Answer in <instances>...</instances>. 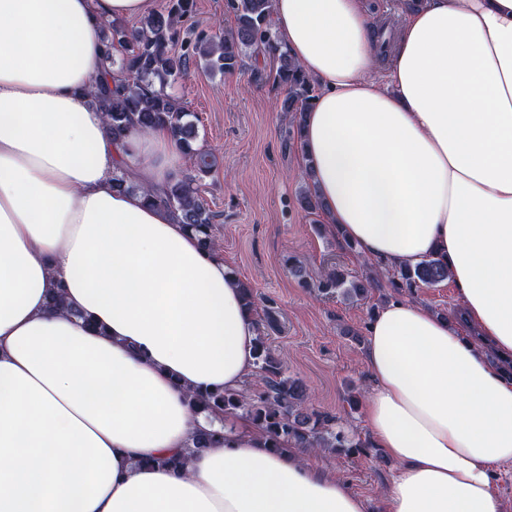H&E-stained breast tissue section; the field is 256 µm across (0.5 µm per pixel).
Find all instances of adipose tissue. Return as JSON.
<instances>
[{"label": "adipose tissue", "instance_id": "adipose-tissue-1", "mask_svg": "<svg viewBox=\"0 0 512 512\" xmlns=\"http://www.w3.org/2000/svg\"><path fill=\"white\" fill-rule=\"evenodd\" d=\"M153 6L0 0V512H370L248 420L188 450L221 426L190 392L242 389L258 325L218 253L145 199L183 167L169 132L116 143L91 94L102 27ZM381 20L367 0H273L320 87L303 142L325 223L389 268L442 256L465 312L392 299L367 324L365 419L398 465L382 512H505L512 0H424L382 70ZM120 168L139 190H113Z\"/></svg>", "mask_w": 512, "mask_h": 512}]
</instances>
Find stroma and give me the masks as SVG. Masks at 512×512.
Returning a JSON list of instances; mask_svg holds the SVG:
<instances>
[{
    "instance_id": "stroma-1",
    "label": "stroma",
    "mask_w": 512,
    "mask_h": 512,
    "mask_svg": "<svg viewBox=\"0 0 512 512\" xmlns=\"http://www.w3.org/2000/svg\"><path fill=\"white\" fill-rule=\"evenodd\" d=\"M235 18L225 0H196V11L181 26L182 39L230 32ZM274 58L247 59L234 75L191 69L172 87L181 97L198 133L196 145L211 152L213 171L199 183L202 197L219 216L215 243L228 271L256 291L254 316H273L277 327L269 344L288 376L302 379L314 406L347 418L348 431L369 437L364 409L349 412L348 390L370 388L363 364L365 346L353 333H365L379 293L358 302L322 295L301 284L291 265L315 272L337 265L355 275L373 270L356 249H349L317 216L299 209L304 184L300 152L288 138L290 116L282 112L284 90L255 80L254 68L275 67ZM322 473L342 476L350 489L378 505L398 469L382 449L346 457L310 456Z\"/></svg>"
}]
</instances>
